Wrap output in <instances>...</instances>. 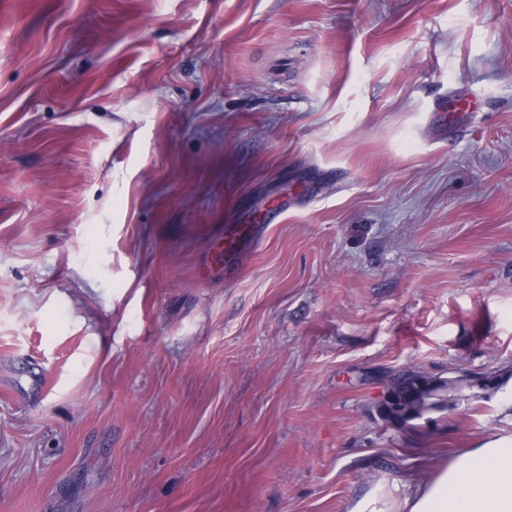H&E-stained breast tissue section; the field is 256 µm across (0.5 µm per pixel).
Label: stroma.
<instances>
[{
    "label": "stroma",
    "mask_w": 512,
    "mask_h": 512,
    "mask_svg": "<svg viewBox=\"0 0 512 512\" xmlns=\"http://www.w3.org/2000/svg\"><path fill=\"white\" fill-rule=\"evenodd\" d=\"M408 367L501 387L398 430ZM510 437L512 0H0V512H346Z\"/></svg>",
    "instance_id": "stroma-1"
}]
</instances>
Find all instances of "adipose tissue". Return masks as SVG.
Returning <instances> with one entry per match:
<instances>
[{
  "instance_id": "adipose-tissue-1",
  "label": "adipose tissue",
  "mask_w": 512,
  "mask_h": 512,
  "mask_svg": "<svg viewBox=\"0 0 512 512\" xmlns=\"http://www.w3.org/2000/svg\"><path fill=\"white\" fill-rule=\"evenodd\" d=\"M347 512H512V438L469 449L410 489L378 481Z\"/></svg>"
}]
</instances>
